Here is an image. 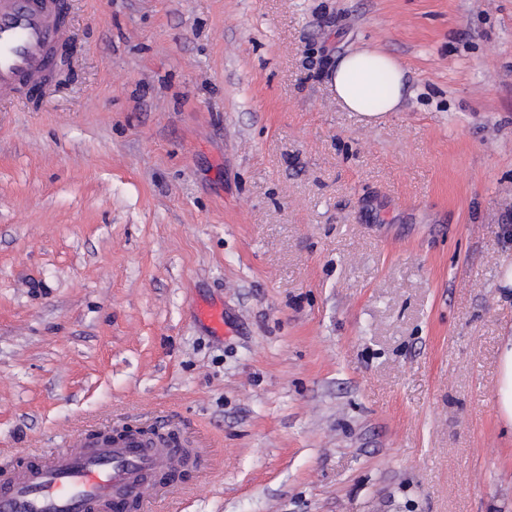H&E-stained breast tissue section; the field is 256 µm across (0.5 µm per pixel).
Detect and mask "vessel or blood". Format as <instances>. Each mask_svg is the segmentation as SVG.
Here are the masks:
<instances>
[{
	"label": "vessel or blood",
	"instance_id": "obj_1",
	"mask_svg": "<svg viewBox=\"0 0 512 512\" xmlns=\"http://www.w3.org/2000/svg\"><path fill=\"white\" fill-rule=\"evenodd\" d=\"M59 10L58 0H0V101L45 87L51 52L65 37ZM191 455L204 457L198 448L147 447L132 435H81L42 461H0V512H112L121 495L143 507L150 493L139 474Z\"/></svg>",
	"mask_w": 512,
	"mask_h": 512
}]
</instances>
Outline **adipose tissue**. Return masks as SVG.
<instances>
[{
    "mask_svg": "<svg viewBox=\"0 0 512 512\" xmlns=\"http://www.w3.org/2000/svg\"><path fill=\"white\" fill-rule=\"evenodd\" d=\"M330 88L343 110L375 118L399 111L405 97V71L378 48H357L337 61Z\"/></svg>",
    "mask_w": 512,
    "mask_h": 512,
    "instance_id": "obj_1",
    "label": "adipose tissue"
}]
</instances>
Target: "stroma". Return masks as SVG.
<instances>
[{"mask_svg":"<svg viewBox=\"0 0 512 512\" xmlns=\"http://www.w3.org/2000/svg\"><path fill=\"white\" fill-rule=\"evenodd\" d=\"M65 11L0 102V457L163 426L211 459L151 512H512V0ZM364 46L408 85L372 123ZM330 88L343 110L375 118L399 111L405 97V70L376 47L357 48L336 62ZM498 385V412L504 424L512 428V336L502 342Z\"/></svg>","mask_w":512,"mask_h":512,"instance_id":"1","label":"stroma"}]
</instances>
